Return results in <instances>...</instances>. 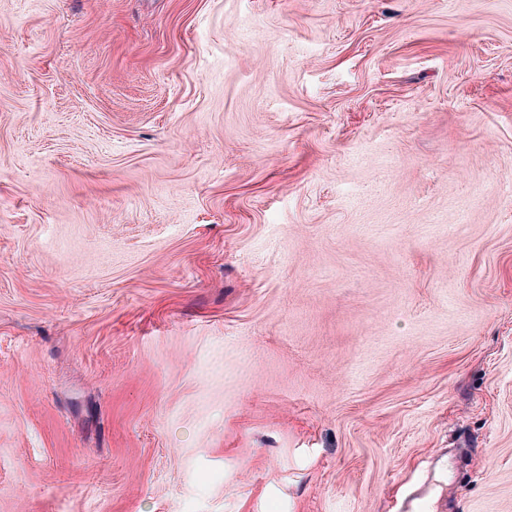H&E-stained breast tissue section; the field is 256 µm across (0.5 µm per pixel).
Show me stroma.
Returning a JSON list of instances; mask_svg holds the SVG:
<instances>
[{"label": "stroma", "mask_w": 512, "mask_h": 512, "mask_svg": "<svg viewBox=\"0 0 512 512\" xmlns=\"http://www.w3.org/2000/svg\"><path fill=\"white\" fill-rule=\"evenodd\" d=\"M512 512V0H0V512Z\"/></svg>", "instance_id": "stroma-1"}]
</instances>
